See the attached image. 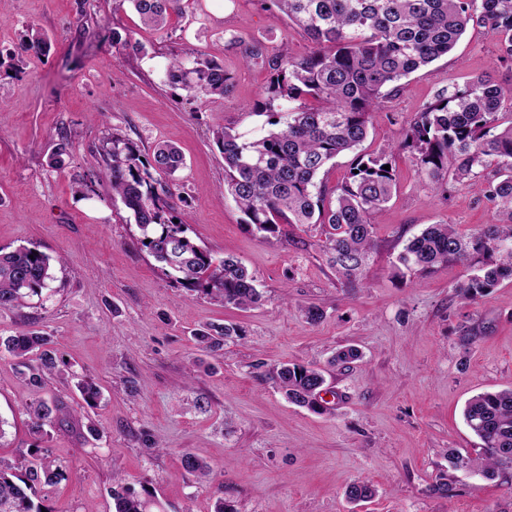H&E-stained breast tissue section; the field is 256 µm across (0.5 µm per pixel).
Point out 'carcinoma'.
<instances>
[{"instance_id":"obj_1","label":"carcinoma","mask_w":512,"mask_h":512,"mask_svg":"<svg viewBox=\"0 0 512 512\" xmlns=\"http://www.w3.org/2000/svg\"><path fill=\"white\" fill-rule=\"evenodd\" d=\"M182 0H118L132 6L142 24L162 30ZM271 10L298 25L313 48L306 54L267 53L254 44L244 50L248 64L269 68L264 110L277 114L275 102L288 104L287 119L270 121L273 129L248 141L231 129L217 135L224 154V192L246 216L245 223L264 234L279 233L282 224L324 227L322 251L336 279L346 288L364 283L375 249L377 214L397 187L396 159L403 149L414 152L417 173L441 194L448 192V173L476 185L501 211L503 219L468 235L451 224H430L409 239L395 257L398 271L428 274L457 264L470 270L455 286L457 296L473 302L500 282L512 279V95L487 76H475L464 87L439 91L416 113L404 141L379 154L359 148L369 133L371 113L403 88L415 71L447 55L471 24L488 30L499 60L512 63V0H267ZM167 83L195 95L224 97L232 77L224 66L197 57L191 65L175 60L166 69ZM318 100L307 106V97ZM352 153L348 177L330 188L320 173L336 158ZM95 177L106 180L112 194L132 212L147 240L144 247L177 279L213 301L239 309L256 307L263 295L255 277L239 261L217 258L194 243L183 222L175 223L173 193L162 176L183 165L179 149L168 142L150 154L137 143L112 137L99 152ZM390 169H384V166ZM54 280L50 258L35 247L0 249V314L25 306ZM239 328L212 324L196 333L199 345L217 351ZM49 337L26 332L0 341L18 360L22 381L43 388L57 368ZM39 352L40 366L26 363ZM288 400L315 413L326 385L324 370L283 364L277 373ZM35 433L63 423L72 412L62 404L37 400L28 407ZM464 420L480 439L474 457L448 450L452 467H469L487 480L512 478V388L470 398ZM27 478L14 480L12 467L0 462V512H51L37 498V486L52 485L67 473L48 449H30ZM185 471L197 480L209 467L190 452L181 456ZM113 512H146L136 496L112 493Z\"/></svg>"}]
</instances>
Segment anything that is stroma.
<instances>
[{
    "instance_id": "35a3bbf8",
    "label": "stroma",
    "mask_w": 512,
    "mask_h": 512,
    "mask_svg": "<svg viewBox=\"0 0 512 512\" xmlns=\"http://www.w3.org/2000/svg\"><path fill=\"white\" fill-rule=\"evenodd\" d=\"M184 4L158 31L113 0H0V248L34 247L64 262L41 297L0 315V338L46 334L64 363L39 391L0 357V458L26 469L38 443L27 407L54 399L76 417L46 441L68 474L41 489L51 512H113L117 486L145 500L147 512H213L220 498L236 512H512V479L485 481L447 459L448 449L468 455L479 445L463 420L466 400L512 387V280L469 303L455 294L462 266L402 277L393 267L405 239L426 225L468 233L497 222L495 204L455 180L442 197L402 152L397 189L376 218L377 250L351 292L325 262L320 226L287 224L268 237L247 228L224 193L216 145L225 128L247 139L269 129L261 109L269 71L244 66L242 52L259 40L269 53L301 55L311 43L264 0ZM34 29L49 50L18 55ZM116 30L144 52L113 43ZM200 54L231 73L224 98L164 83L171 58ZM482 73L512 90L495 39L472 25L372 113L363 153L399 143L439 90ZM115 135L145 151L160 141L181 149L184 164L168 183L191 204L177 215L194 242L255 275L260 307L220 306L149 255L132 213L92 177ZM63 136L69 147L55 166ZM83 180L85 198L74 193ZM311 304L324 311L315 324L303 315ZM228 322L239 336L216 352L199 349L197 330ZM350 345L361 359L332 364ZM287 362L326 369V413L288 402L276 377ZM84 379L101 391L95 406L77 388ZM90 419L98 436L86 430ZM185 452L210 465L208 481L182 468ZM354 482L374 496L349 502ZM440 482L447 494L435 492Z\"/></svg>"
}]
</instances>
